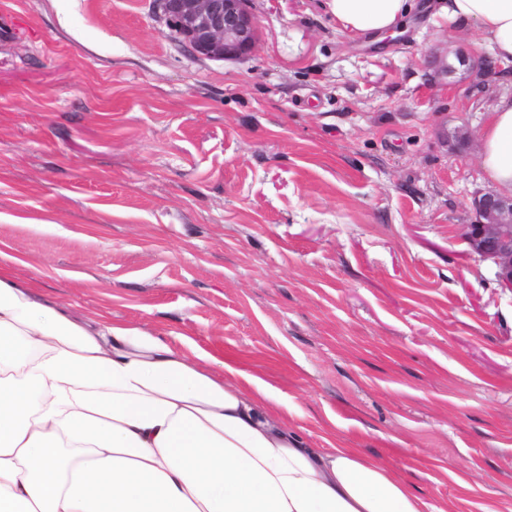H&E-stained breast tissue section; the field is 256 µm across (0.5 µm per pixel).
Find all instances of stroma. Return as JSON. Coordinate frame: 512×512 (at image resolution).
<instances>
[{"instance_id":"stroma-1","label":"stroma","mask_w":512,"mask_h":512,"mask_svg":"<svg viewBox=\"0 0 512 512\" xmlns=\"http://www.w3.org/2000/svg\"><path fill=\"white\" fill-rule=\"evenodd\" d=\"M417 4L377 41L254 0L259 40L225 61L151 0H0V263L230 360L421 512H512V291L464 237L512 82L448 72L489 51Z\"/></svg>"}]
</instances>
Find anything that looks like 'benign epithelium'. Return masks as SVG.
<instances>
[{"label":"benign epithelium","instance_id":"1","mask_svg":"<svg viewBox=\"0 0 512 512\" xmlns=\"http://www.w3.org/2000/svg\"><path fill=\"white\" fill-rule=\"evenodd\" d=\"M153 8L197 56L240 60L259 38L251 0H153ZM456 57L466 74L488 71L485 59L463 52ZM473 207L478 221L466 225L464 237L474 253L495 263L501 287L512 291V196L482 192Z\"/></svg>","mask_w":512,"mask_h":512}]
</instances>
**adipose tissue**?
Returning <instances> with one entry per match:
<instances>
[{"label":"adipose tissue","instance_id":"obj_1","mask_svg":"<svg viewBox=\"0 0 512 512\" xmlns=\"http://www.w3.org/2000/svg\"><path fill=\"white\" fill-rule=\"evenodd\" d=\"M349 36L404 24L415 0H325ZM512 65V0H439ZM479 165L512 195V95L479 131ZM139 327L41 298L0 265V512H420L351 448H311L266 403Z\"/></svg>","mask_w":512,"mask_h":512}]
</instances>
